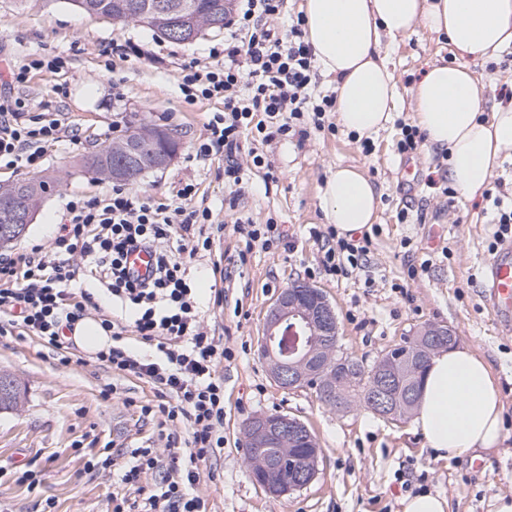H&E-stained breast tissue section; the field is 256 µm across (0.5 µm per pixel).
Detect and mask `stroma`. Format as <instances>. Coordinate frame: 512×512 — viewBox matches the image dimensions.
<instances>
[{
  "label": "stroma",
  "mask_w": 512,
  "mask_h": 512,
  "mask_svg": "<svg viewBox=\"0 0 512 512\" xmlns=\"http://www.w3.org/2000/svg\"><path fill=\"white\" fill-rule=\"evenodd\" d=\"M127 39L147 44L155 60L118 56L114 45ZM223 44L219 30L173 43L137 23L85 15L67 0H0V93L29 99L36 111L58 115L78 134L77 140L65 137L46 147L40 173L58 182L9 254L49 246L73 197L111 192V181L80 166L94 147L141 118L170 130L180 143L176 157L129 189L139 198L167 202L191 182L213 213L210 250L185 261L189 284L205 306L207 331L235 354L218 367L224 379V452L198 486L211 512H402L403 499L421 492L445 497L447 512H496L499 498L512 496V328L494 324L478 284L492 255V199L512 202V155L492 178L489 196L463 202L444 192L449 180L443 153L399 155L394 126L366 146L336 127L312 132L301 143L276 139L259 146L274 183H266L263 170L244 152L236 157L238 181H229L224 155L201 161L194 152L222 103L185 100L178 87L185 65L204 61L210 48ZM386 52L400 94L395 116L409 123L412 89L428 63H463L490 107L501 104L502 85L512 86V48L490 60L460 59L445 36L419 26L388 44ZM56 56L66 61L62 71H35L27 83L9 86L10 66ZM116 77L122 81L117 89ZM59 85L65 94H56ZM408 163L419 176L411 186L404 183ZM339 165L361 168L381 197L377 221L367 228L372 246L365 266L334 278L318 267L322 242L314 233L328 227L320 195L329 171ZM428 175L435 187L425 185ZM239 218L274 222L292 248H246L233 231ZM243 248L250 251L246 263L225 275L228 258ZM296 279L328 296L338 316L341 353L367 365L426 324L452 328L459 345L474 349L493 368L506 432L501 447L439 459L413 416L392 420L363 406L339 412L321 402L315 389L276 386L257 343L272 299ZM218 291L225 294L220 307L212 303ZM1 372L16 378L26 394L17 409L0 410V512H43L49 499L54 512H108L111 474L87 468L89 452H74L73 443L166 445L156 422L138 418L139 406L156 397L136 378L113 377L92 359L62 365L55 350L16 334L0 336ZM109 383L117 392L102 397ZM258 413L296 417L314 433L322 449L320 474L307 488L272 498L251 481L243 425ZM26 470L37 475L35 489L19 481Z\"/></svg>",
  "instance_id": "1"
}]
</instances>
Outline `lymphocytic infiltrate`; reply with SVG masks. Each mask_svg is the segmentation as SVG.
<instances>
[{"label": "lymphocytic infiltrate", "instance_id": "f902f5d3", "mask_svg": "<svg viewBox=\"0 0 512 512\" xmlns=\"http://www.w3.org/2000/svg\"><path fill=\"white\" fill-rule=\"evenodd\" d=\"M286 7L287 0H240L224 20L223 51H210L207 65L182 75L187 100L224 103L197 143L196 158L219 153L234 158L248 135L265 143L303 141L311 130L323 129L336 99L312 101L311 45L303 40L300 24H293L286 37L272 24ZM65 132L59 119L32 112L26 99L0 96V163L39 170L46 145ZM196 194L188 183L172 203L145 201L119 186L107 195L76 198L67 203L60 233L49 247L0 258L1 336L20 329L61 351L67 364V331L88 311H97L112 340L96 352L97 363L114 375L151 384L160 401L142 406V417L177 423L187 432L183 440L167 434L162 451L145 445L116 448L99 460V467L118 479L111 512H208L196 489L204 465L224 450V381L217 368L232 352L204 330L185 278L183 255L212 244L205 230L212 213L195 204ZM323 237L320 265L327 274L344 276L363 266L370 237L347 238L332 227ZM140 247L152 250L155 259L150 277L143 279L126 267L128 253ZM77 249L86 271L106 280L113 302L133 312L132 323L107 315L91 296L79 301L69 291L76 272L67 257Z\"/></svg>", "mask_w": 512, "mask_h": 512}]
</instances>
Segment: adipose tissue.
<instances>
[{
	"mask_svg": "<svg viewBox=\"0 0 512 512\" xmlns=\"http://www.w3.org/2000/svg\"><path fill=\"white\" fill-rule=\"evenodd\" d=\"M306 39L323 73L336 79V119L357 138H376L399 98L383 44L416 26L447 36L460 55L497 57L512 47V0H303ZM415 119L428 147L448 154V178L466 201L482 196L512 149V106L487 108L459 64L434 63L413 90ZM380 195L363 170L340 166L325 182L328 223L353 234L373 224ZM503 405L490 363L452 348L432 358L415 425L437 455L499 447Z\"/></svg>",
	"mask_w": 512,
	"mask_h": 512,
	"instance_id": "1",
	"label": "adipose tissue"
}]
</instances>
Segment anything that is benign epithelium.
Listing matches in <instances>:
<instances>
[{"label": "benign epithelium", "instance_id": "benign-epithelium-1", "mask_svg": "<svg viewBox=\"0 0 512 512\" xmlns=\"http://www.w3.org/2000/svg\"><path fill=\"white\" fill-rule=\"evenodd\" d=\"M168 33L183 42L199 36L193 20L179 17ZM132 151L153 161L152 169L167 166L174 154L146 153L135 141ZM127 149L116 156L106 179L136 182L142 176L128 168ZM336 312L325 293L316 286L295 280L281 290L267 309L258 354L272 379L292 390L315 383L322 398L333 402L344 382L361 372L358 362L339 357ZM457 336L448 326L429 323L414 336L385 353L383 363L371 372L364 404L383 417L401 418L415 406L413 385L420 367L439 352L456 346ZM246 446L256 449L248 462L251 479L270 496L281 498L310 485L319 474L321 448L305 423L285 414H257L244 425ZM297 466V476L272 481L269 475L284 461Z\"/></svg>", "mask_w": 512, "mask_h": 512}]
</instances>
